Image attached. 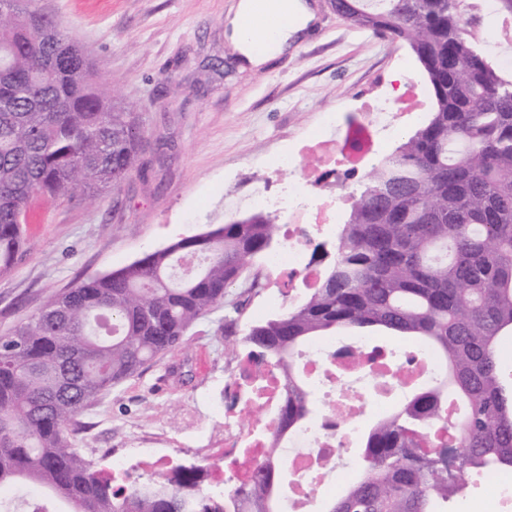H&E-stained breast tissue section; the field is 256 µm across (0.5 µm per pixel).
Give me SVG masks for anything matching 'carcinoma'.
<instances>
[{"instance_id":"carcinoma-1","label":"carcinoma","mask_w":512,"mask_h":512,"mask_svg":"<svg viewBox=\"0 0 512 512\" xmlns=\"http://www.w3.org/2000/svg\"><path fill=\"white\" fill-rule=\"evenodd\" d=\"M0 13V274L27 242L37 196L93 199L139 161L140 116L94 80L81 45L53 17L12 0ZM358 28L409 45L434 99L428 119L367 174L333 262L285 313L250 326L231 353L280 372L278 433L312 413L298 362L309 341L376 328L433 353L431 384L363 438L362 476L326 512H448L471 471H512V75L493 61L484 19L464 0H334ZM278 225L254 212L209 237L180 239L53 296L0 336V487L36 486L26 508L52 512H283L280 472L206 494L204 471L118 479L73 440L76 418L217 309L272 248ZM386 381L408 388L403 364ZM459 434L453 445L438 436Z\"/></svg>"}]
</instances>
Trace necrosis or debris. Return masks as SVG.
<instances>
[{"label": "necrosis or debris", "mask_w": 512, "mask_h": 512, "mask_svg": "<svg viewBox=\"0 0 512 512\" xmlns=\"http://www.w3.org/2000/svg\"><path fill=\"white\" fill-rule=\"evenodd\" d=\"M423 106V93L417 86L388 102L373 104L364 119L348 132H341L337 113H330L321 132L315 136L316 145L339 142L334 165L358 167L380 134L392 131L397 119L419 111ZM307 191L317 192L315 203L306 200L307 191L289 189L280 195L257 193L253 203L260 209L277 211L288 208L303 211L312 226L322 227L336 219L340 201L323 194L318 180L307 182ZM284 248L269 256L265 264L269 270L286 272L313 284L318 271L303 260L306 245L297 235L294 225H285ZM373 344L363 340L350 345L349 354H341L339 345L324 346L313 342L299 355L308 378L321 386L324 396L322 409L303 427L273 444L271 433L277 421L281 399V383L272 371L235 374L226 383L225 391L232 404L224 412V446L217 460L210 466L211 482L224 486L228 482H245L252 479L258 466L269 456L271 446H279L276 462L280 469L295 476L285 498L284 512H309L310 489L319 487L324 496L339 492L341 483L354 479L355 471L346 467L344 456L358 440L360 430L355 421L362 409L361 394L352 392L355 383L374 385L378 409H385L397 395V389L376 383L378 362H389L396 353L406 355L417 351V344L407 342L401 347L387 346L380 361H373Z\"/></svg>", "instance_id": "obj_1"}]
</instances>
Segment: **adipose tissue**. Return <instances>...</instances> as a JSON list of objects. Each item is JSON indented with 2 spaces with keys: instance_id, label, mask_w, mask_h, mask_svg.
Here are the masks:
<instances>
[{
  "instance_id": "obj_1",
  "label": "adipose tissue",
  "mask_w": 512,
  "mask_h": 512,
  "mask_svg": "<svg viewBox=\"0 0 512 512\" xmlns=\"http://www.w3.org/2000/svg\"><path fill=\"white\" fill-rule=\"evenodd\" d=\"M254 7L253 0H238L233 12L224 18V35L244 68L258 72L274 59L287 54L313 30L316 13L309 0H269L268 10L286 17L285 24L272 36L259 26L244 31L242 23L252 14Z\"/></svg>"
}]
</instances>
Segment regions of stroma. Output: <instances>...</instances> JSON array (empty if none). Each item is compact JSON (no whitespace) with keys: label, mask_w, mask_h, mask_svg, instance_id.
Here are the masks:
<instances>
[{"label":"stroma","mask_w":512,"mask_h":512,"mask_svg":"<svg viewBox=\"0 0 512 512\" xmlns=\"http://www.w3.org/2000/svg\"><path fill=\"white\" fill-rule=\"evenodd\" d=\"M237 0H36L85 49L98 78L140 113V165L118 192L83 202L33 203L28 249L0 275V336L55 293L118 270L145 253L252 212L253 196L321 170L325 192L343 196L335 224L313 243L334 246L366 168L338 179L302 150L327 113L352 122L367 104L427 86L406 43L372 34L316 0L315 30L262 73L241 70L225 46L224 17ZM297 165L280 170L284 155ZM264 288L236 286L241 329L285 312L306 291L300 279L263 272ZM212 319L184 344L113 387L84 412L78 447L108 469L131 448L173 463L207 465L224 445V385L238 363Z\"/></svg>","instance_id":"1"}]
</instances>
